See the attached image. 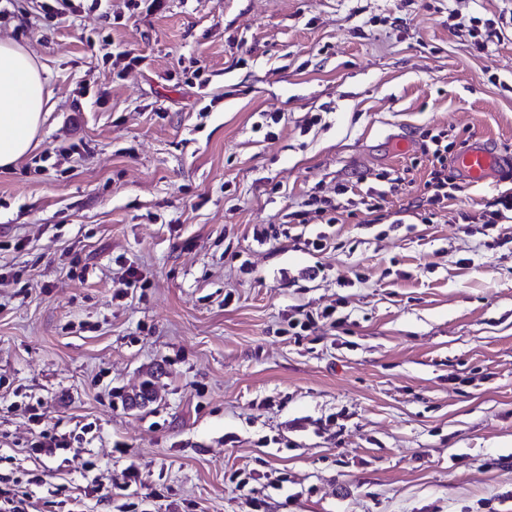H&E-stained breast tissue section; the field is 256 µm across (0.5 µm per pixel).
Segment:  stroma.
<instances>
[{
    "instance_id": "1",
    "label": "stroma",
    "mask_w": 512,
    "mask_h": 512,
    "mask_svg": "<svg viewBox=\"0 0 512 512\" xmlns=\"http://www.w3.org/2000/svg\"><path fill=\"white\" fill-rule=\"evenodd\" d=\"M35 15L0 0L48 98L0 170V477L28 512L92 483L127 490L82 512H512V220H481L512 168L413 215L426 131L512 160V29L486 56L448 0ZM340 183L357 207L305 247L293 212ZM328 306L341 327L290 331Z\"/></svg>"
}]
</instances>
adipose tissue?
<instances>
[{
	"label": "adipose tissue",
	"instance_id": "obj_1",
	"mask_svg": "<svg viewBox=\"0 0 512 512\" xmlns=\"http://www.w3.org/2000/svg\"><path fill=\"white\" fill-rule=\"evenodd\" d=\"M45 82L32 55L0 41V169L29 152L45 109Z\"/></svg>",
	"mask_w": 512,
	"mask_h": 512
}]
</instances>
